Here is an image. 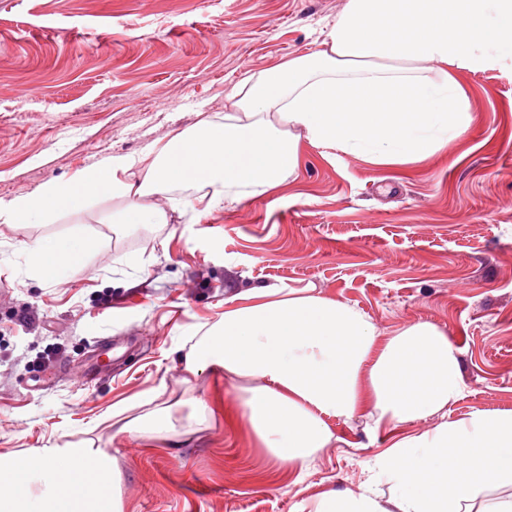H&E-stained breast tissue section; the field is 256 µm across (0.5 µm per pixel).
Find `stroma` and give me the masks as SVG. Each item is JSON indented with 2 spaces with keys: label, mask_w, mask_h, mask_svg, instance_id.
Masks as SVG:
<instances>
[{
  "label": "stroma",
  "mask_w": 512,
  "mask_h": 512,
  "mask_svg": "<svg viewBox=\"0 0 512 512\" xmlns=\"http://www.w3.org/2000/svg\"><path fill=\"white\" fill-rule=\"evenodd\" d=\"M347 0H0V199L223 114L244 73L318 50ZM455 78L465 138L420 163L374 167L301 141L291 177L200 223L112 229L121 197L49 224H0V454L84 441L116 457L123 512H313L357 491L364 462L442 420L512 410V63ZM73 230L104 245L47 283L27 253ZM303 288L363 310L382 336L429 321L461 354L447 417L387 434L329 419L335 442L304 476L224 423L238 402L220 373L183 383V354L224 314L227 289ZM100 378L81 385L85 362ZM206 402L171 441L122 432ZM125 411L113 416L112 408Z\"/></svg>",
  "instance_id": "stroma-1"
}]
</instances>
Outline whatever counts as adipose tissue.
<instances>
[{
    "instance_id": "adipose-tissue-1",
    "label": "adipose tissue",
    "mask_w": 512,
    "mask_h": 512,
    "mask_svg": "<svg viewBox=\"0 0 512 512\" xmlns=\"http://www.w3.org/2000/svg\"><path fill=\"white\" fill-rule=\"evenodd\" d=\"M498 59L512 60V0H347L320 49L243 75L223 116L0 200V224L77 214L106 196L127 200L111 217L121 228L174 213L196 223L291 178L304 139L375 165L420 162L470 130L453 69ZM97 249L63 234L27 262L56 282ZM211 367L225 382L249 380L234 426L300 475L335 439L328 418L363 414L375 433L447 413L463 393L459 350L444 329L418 321L384 340L365 313L313 287L226 297L223 317L184 356L187 376ZM459 445L467 454L457 465L447 451ZM494 478L512 480L511 410L394 442L367 463L358 492H325L315 512H451ZM120 482L112 455L86 444L0 454V512H122Z\"/></svg>"
}]
</instances>
